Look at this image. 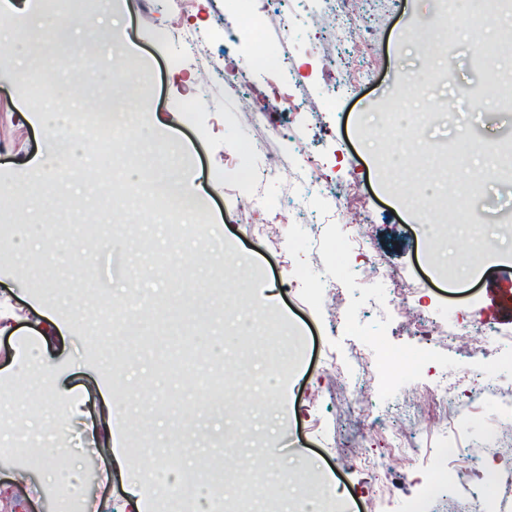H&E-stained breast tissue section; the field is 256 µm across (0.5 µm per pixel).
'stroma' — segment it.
Segmentation results:
<instances>
[{
    "label": "stroma",
    "mask_w": 512,
    "mask_h": 512,
    "mask_svg": "<svg viewBox=\"0 0 512 512\" xmlns=\"http://www.w3.org/2000/svg\"><path fill=\"white\" fill-rule=\"evenodd\" d=\"M90 5L62 12L68 38L45 53H31L27 38L47 0H15L0 28V196L15 204L0 233V313L10 314L0 332V370L17 339L52 336L49 354L71 358L70 383L87 411L98 414L107 400L121 411L116 433L129 466L117 469L109 444L92 443L82 423L47 406L35 369L0 377V512H49L30 462L49 448L63 473L55 496L76 512L87 503L91 512H132L128 482L138 479L154 493L165 471L152 469V458L163 446L174 450L167 471H180L185 498L233 499L237 480L255 468L263 494L254 512H283L295 496L318 512H357L381 491L384 429L439 434L438 413L420 393L444 376L454 384L448 419L462 447L493 451L477 487L500 501L496 474L512 471V357L500 346L512 337V260L487 249L512 248V232L499 222L512 206V180L479 183L478 169L449 171L448 157L467 140L512 142V108L479 64L472 37L448 39L440 54L406 38L412 23L436 13L438 0H357L369 25L364 50L330 38L332 0H286L289 34L269 19L246 42L228 39L224 0H189L181 30L170 27L168 0H122L112 28L136 55L129 73H147L127 86L110 81L112 43L85 24L102 16L105 0ZM190 33L201 42L195 55L185 41ZM260 48L286 51L293 68L279 76L255 71L250 89L225 94L221 69ZM77 52L76 72L66 59ZM330 58L373 67L375 76L346 91ZM450 58L452 80L434 79ZM408 70L426 83H404ZM472 84L481 87L478 106L449 113V101ZM252 92L275 103L295 96L297 107L275 112L279 135L248 122L242 106ZM91 96L111 99L112 108L86 125ZM389 112L404 122L394 153L382 128ZM37 113L45 125L34 123ZM118 134L112 159L87 148ZM301 150L321 158L319 179L291 170L267 179L259 187L265 208L238 223L232 171L271 157L288 164ZM62 151L78 165L32 175L35 158ZM183 172L195 185L193 205L154 209L159 178ZM353 183L362 190L355 211L371 248L336 253L343 229L325 189L341 195ZM461 187L490 197L483 218L414 203L420 192L452 197ZM304 202L314 223H289ZM88 224L96 234L85 233ZM377 263L419 285L414 304L429 329L468 321L481 330L479 341L442 348L420 335L412 318L397 314L391 282L371 275ZM337 270L339 293L326 295L322 284ZM258 276L276 297L260 313L252 288ZM137 292L154 305L133 308L113 333L104 319ZM73 296L89 311L84 321L66 320ZM336 310L347 321L334 332ZM269 336L275 345L266 344ZM359 349L373 370L365 381L372 428L347 403L350 378L361 373ZM330 356L342 372L325 371ZM183 357L197 360L199 376L171 369ZM482 370L499 386L475 402L472 377ZM340 434L355 447L337 448ZM441 467L429 453L424 466L402 474L381 512H413Z\"/></svg>",
    "instance_id": "35a3bbf8"
}]
</instances>
